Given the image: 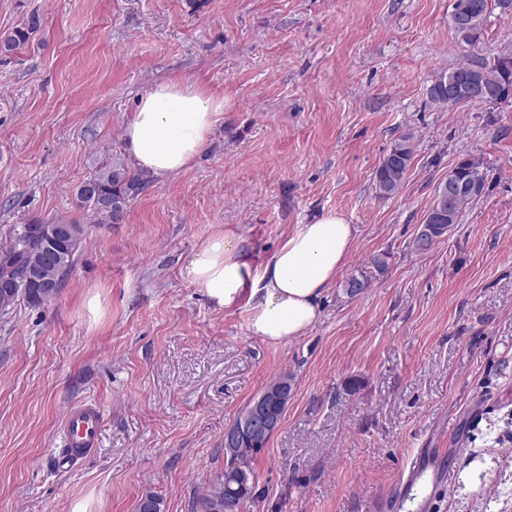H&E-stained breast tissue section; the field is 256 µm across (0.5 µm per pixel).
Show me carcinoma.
I'll return each instance as SVG.
<instances>
[{"instance_id":"cac0c4a2","label":"carcinoma","mask_w":512,"mask_h":512,"mask_svg":"<svg viewBox=\"0 0 512 512\" xmlns=\"http://www.w3.org/2000/svg\"><path fill=\"white\" fill-rule=\"evenodd\" d=\"M507 9L512 0H453L450 14L451 24L461 41L478 48L484 23L495 7ZM42 20L37 14L30 15L24 24L6 36H0V56L9 57L18 53L31 36L40 30ZM431 101L442 107H455L475 103H495L512 97V58H499L493 64L478 60L461 65L441 74L428 89ZM413 157V136H399L390 151L377 167L373 181L377 195L391 198L401 190ZM448 178L464 185L449 204L452 219L433 224L432 234L423 238L416 236L414 247L418 252L429 250L433 244L448 234V225L458 222L463 207L484 195L488 189L483 162L475 156L457 162L448 173ZM146 187V180L130 171L119 158L112 159L90 179L81 183L76 191L78 206L88 209L98 224H119L129 202ZM36 223L12 224L6 237L7 249L0 253V272L19 276L29 266L43 262V242L34 234ZM66 235L53 249L56 266L47 270L46 276L52 287L14 288L7 293L0 288V310L7 311L19 300L32 307H41L54 300L63 278L73 266V258L83 238L80 224L67 225ZM49 300H44V296ZM268 436H245L238 445V452L226 458L224 472L213 483L211 489L196 501V512H239L241 507L258 498L257 479L252 468L253 458L268 444Z\"/></svg>"}]
</instances>
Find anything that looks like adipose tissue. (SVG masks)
Masks as SVG:
<instances>
[{
	"mask_svg": "<svg viewBox=\"0 0 512 512\" xmlns=\"http://www.w3.org/2000/svg\"><path fill=\"white\" fill-rule=\"evenodd\" d=\"M224 101L187 80L151 86L125 125L123 139L136 168L149 177L186 170L208 146ZM356 229L337 211L300 224L265 261H256L234 230L209 238L188 275L217 307L245 303L253 335L274 343L304 336L319 320L329 286L344 267Z\"/></svg>",
	"mask_w": 512,
	"mask_h": 512,
	"instance_id": "adipose-tissue-1",
	"label": "adipose tissue"
}]
</instances>
